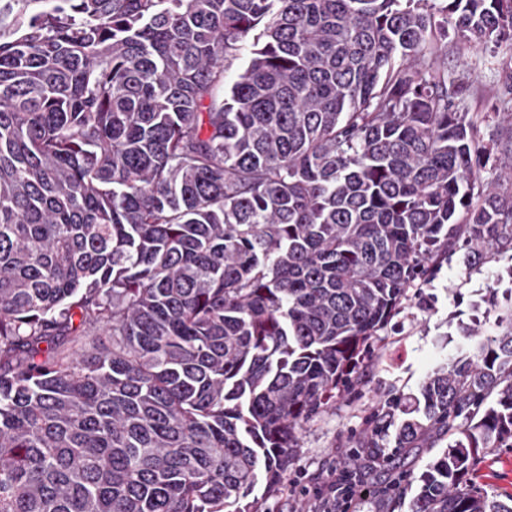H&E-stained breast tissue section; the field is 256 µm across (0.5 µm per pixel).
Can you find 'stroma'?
Returning a JSON list of instances; mask_svg holds the SVG:
<instances>
[{"instance_id": "1", "label": "stroma", "mask_w": 512, "mask_h": 512, "mask_svg": "<svg viewBox=\"0 0 512 512\" xmlns=\"http://www.w3.org/2000/svg\"><path fill=\"white\" fill-rule=\"evenodd\" d=\"M512 59V50L497 55L476 50L449 38L440 58L449 78L468 77L471 115L482 118L484 142L504 138L506 124L490 112L500 86V64ZM512 307V250L488 253L480 265H469L463 251L453 250L436 265L433 276L412 286L397 315L379 332L380 351L365 360L361 383L352 393H340L306 424L295 448L289 451L288 472L300 485L323 486L345 471L346 451L368 447L365 420L385 412L395 395L416 394L436 367L452 362L466 336L485 339L502 330L499 320ZM443 448L425 440L391 463L367 470L372 483L383 474L419 473ZM472 481L475 487L500 496L512 494V450L501 448L483 456Z\"/></svg>"}]
</instances>
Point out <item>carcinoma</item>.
<instances>
[{
  "mask_svg": "<svg viewBox=\"0 0 512 512\" xmlns=\"http://www.w3.org/2000/svg\"><path fill=\"white\" fill-rule=\"evenodd\" d=\"M450 30L512 47V0H0V512H259L414 280L512 247ZM502 320L388 415L448 438L391 507L512 512L469 479L512 448Z\"/></svg>",
  "mask_w": 512,
  "mask_h": 512,
  "instance_id": "carcinoma-1",
  "label": "carcinoma"
}]
</instances>
